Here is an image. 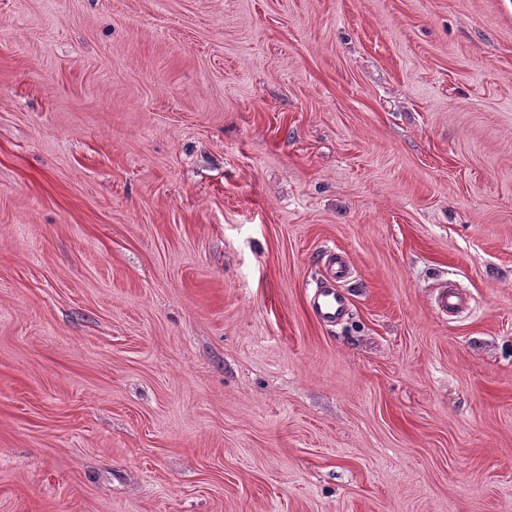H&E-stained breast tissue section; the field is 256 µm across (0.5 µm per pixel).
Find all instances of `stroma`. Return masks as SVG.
Here are the masks:
<instances>
[{
    "label": "stroma",
    "instance_id": "1",
    "mask_svg": "<svg viewBox=\"0 0 512 512\" xmlns=\"http://www.w3.org/2000/svg\"><path fill=\"white\" fill-rule=\"evenodd\" d=\"M0 512H512V0H0ZM326 282H322L311 293L309 308L316 320L325 325L336 324L346 315L349 301L345 294L336 288V282L344 281L350 274L345 256L339 252L328 255Z\"/></svg>",
    "mask_w": 512,
    "mask_h": 512
}]
</instances>
